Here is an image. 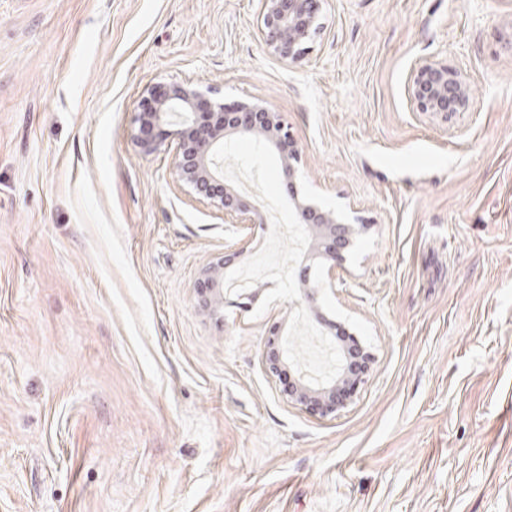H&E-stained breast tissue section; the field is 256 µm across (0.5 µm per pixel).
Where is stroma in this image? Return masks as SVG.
<instances>
[{"instance_id": "stroma-1", "label": "stroma", "mask_w": 512, "mask_h": 512, "mask_svg": "<svg viewBox=\"0 0 512 512\" xmlns=\"http://www.w3.org/2000/svg\"><path fill=\"white\" fill-rule=\"evenodd\" d=\"M258 12L0 0V512H512V0H324L296 64ZM426 60L470 111H410ZM185 80L280 113L299 188L364 226L335 275L255 140H228L224 175L279 222L246 238L174 146L138 152L143 88ZM273 235L286 281L208 317L202 269L229 246L237 278ZM310 326L373 355L327 416L286 397Z\"/></svg>"}]
</instances>
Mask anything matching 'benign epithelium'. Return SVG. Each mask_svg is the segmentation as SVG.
Listing matches in <instances>:
<instances>
[{
    "mask_svg": "<svg viewBox=\"0 0 512 512\" xmlns=\"http://www.w3.org/2000/svg\"><path fill=\"white\" fill-rule=\"evenodd\" d=\"M321 0H260L259 31L268 50L279 59L299 62L307 53V43L318 30ZM216 90L198 82L172 83L144 90L134 117L133 140L138 151L151 155L176 139L178 181L212 205L224 211V223L241 231L266 223L258 201L224 181L219 162L224 142L232 135L250 137L262 143L281 161V174L288 185L296 220L307 225L314 243L312 250L333 270L345 260V251L359 232L339 212L324 210L299 196L296 168L299 152L288 126L279 112L259 99L218 102ZM407 95L414 112L444 118L467 112L472 106L470 90L461 73L448 64L429 60L414 66ZM230 258L224 256L205 268L200 277L199 301L208 315L223 317L224 270ZM265 347L262 365L275 373L284 359V349L276 336ZM353 356H365L357 345L342 347L340 373L328 383H311L299 378L288 392V402L314 406L330 414L344 405L340 396L349 382L348 362Z\"/></svg>",
    "mask_w": 512,
    "mask_h": 512,
    "instance_id": "obj_1",
    "label": "benign epithelium"
}]
</instances>
